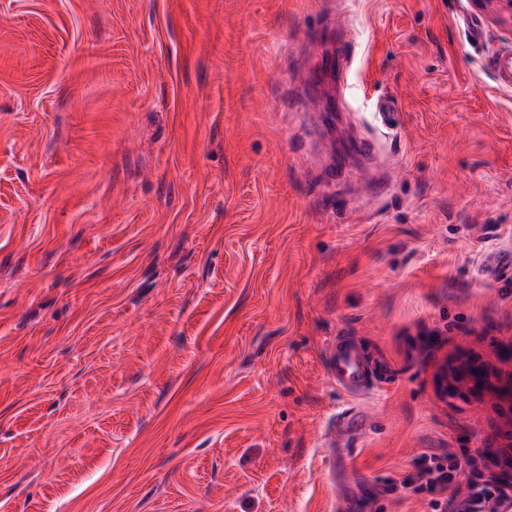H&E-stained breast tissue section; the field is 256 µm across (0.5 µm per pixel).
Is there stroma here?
<instances>
[{"label":"stroma","instance_id":"35a3bbf8","mask_svg":"<svg viewBox=\"0 0 512 512\" xmlns=\"http://www.w3.org/2000/svg\"><path fill=\"white\" fill-rule=\"evenodd\" d=\"M349 6L334 89L336 0H0V512H432L421 455L512 444V30ZM339 335L389 369L355 399ZM457 358L491 389L441 400ZM485 70L492 74L497 84L506 89L512 87V51L502 50L490 55ZM485 266L502 280L512 278V251L505 249L487 256ZM369 420L368 413L358 407L345 410L336 416L335 436L358 433L364 429Z\"/></svg>","mask_w":512,"mask_h":512}]
</instances>
